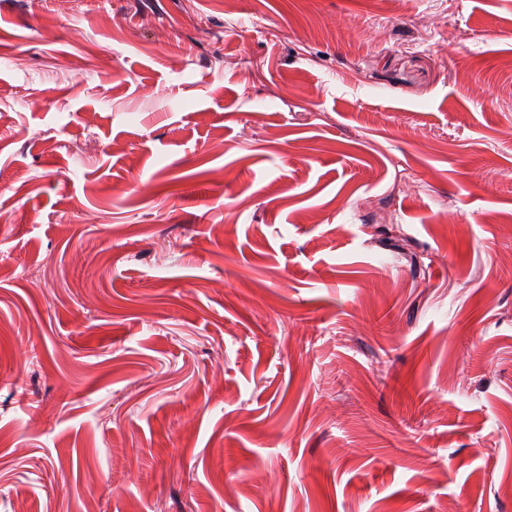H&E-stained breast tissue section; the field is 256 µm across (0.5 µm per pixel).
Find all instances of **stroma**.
Instances as JSON below:
<instances>
[{"label":"stroma","mask_w":512,"mask_h":512,"mask_svg":"<svg viewBox=\"0 0 512 512\" xmlns=\"http://www.w3.org/2000/svg\"><path fill=\"white\" fill-rule=\"evenodd\" d=\"M0 512H512V0H0Z\"/></svg>","instance_id":"1"}]
</instances>
